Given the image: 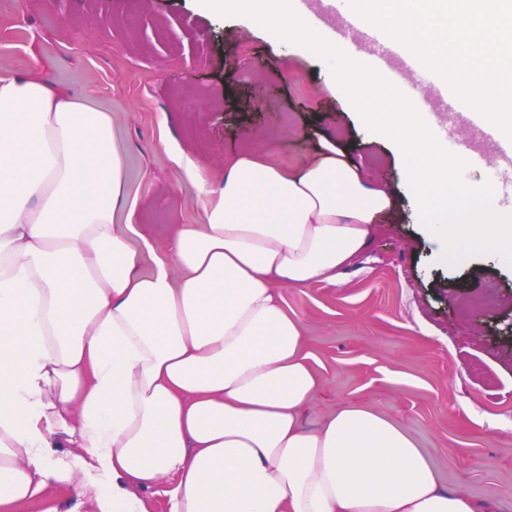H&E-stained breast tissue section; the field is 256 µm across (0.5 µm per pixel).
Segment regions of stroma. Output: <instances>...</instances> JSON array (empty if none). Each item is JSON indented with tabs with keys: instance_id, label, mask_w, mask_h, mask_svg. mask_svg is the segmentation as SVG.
Masks as SVG:
<instances>
[{
	"instance_id": "35a3bbf8",
	"label": "stroma",
	"mask_w": 512,
	"mask_h": 512,
	"mask_svg": "<svg viewBox=\"0 0 512 512\" xmlns=\"http://www.w3.org/2000/svg\"><path fill=\"white\" fill-rule=\"evenodd\" d=\"M30 71L111 110L134 167L137 221L159 245L178 225L203 221L163 136L215 184L225 158L247 147L300 163L326 137L377 179L405 181L393 142L363 126L322 60L197 0H29L21 14L0 0V74ZM498 146L472 143L477 160L461 179L493 180L512 207V183L494 174ZM282 294L320 377L308 425L345 402L369 404L420 438L449 488L512 512V267L439 260L403 194L337 282ZM17 512L90 507L53 484Z\"/></svg>"
}]
</instances>
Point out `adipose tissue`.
I'll list each match as a JSON object with an SVG mask.
<instances>
[{
    "label": "adipose tissue",
    "mask_w": 512,
    "mask_h": 512,
    "mask_svg": "<svg viewBox=\"0 0 512 512\" xmlns=\"http://www.w3.org/2000/svg\"><path fill=\"white\" fill-rule=\"evenodd\" d=\"M162 147L204 221L159 249L111 112L0 74V512L52 483L149 512L164 479L168 512H487L394 417L303 421L319 379L282 291L335 281L391 188L328 140L299 165L241 151L215 188Z\"/></svg>",
    "instance_id": "obj_1"
}]
</instances>
